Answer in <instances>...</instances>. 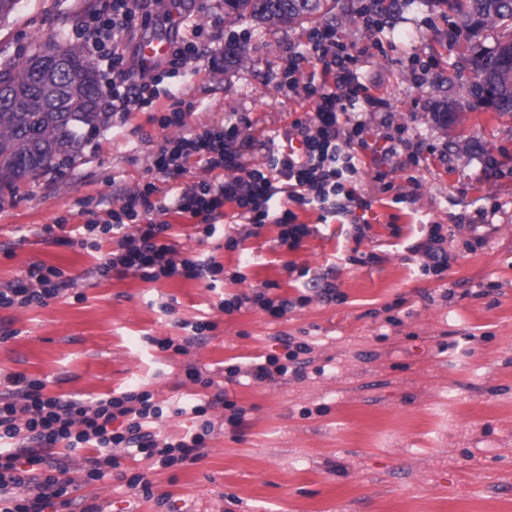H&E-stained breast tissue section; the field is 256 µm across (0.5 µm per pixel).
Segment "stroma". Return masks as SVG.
<instances>
[{"label":"stroma","instance_id":"stroma-1","mask_svg":"<svg viewBox=\"0 0 512 512\" xmlns=\"http://www.w3.org/2000/svg\"><path fill=\"white\" fill-rule=\"evenodd\" d=\"M97 0H19L0 22V61L31 43L73 42ZM370 0H339L315 24L334 26L358 58L363 83L386 95L388 112H355L369 138H405L384 163L392 191L365 163L355 191L372 204L370 227L324 224L295 206L316 231L296 249L280 229L231 223L225 206L211 239L192 218L166 217L187 257L221 263L219 286L181 276L145 282L93 270L112 248L79 243L78 228L104 219L101 199L149 181L158 145L173 129L153 112L111 118L69 167L0 191V289L34 263L59 269L75 285L44 306L0 308V394L10 376L44 382L47 392L91 398L134 385L155 400L195 392L223 394L245 411L239 428L212 412L216 429L201 456L169 468L120 455L111 477L89 482L84 452L68 477L73 512H512V116L468 108L473 49L444 0H395L379 36L359 18ZM211 26L208 54L167 80L194 103L190 130L241 119L240 132L279 140L312 105L282 86L288 53L304 49L306 27L259 24L225 13L222 0H186ZM432 59L414 80L413 57ZM455 107L445 125L439 112ZM464 227H457L458 218ZM53 233H45V225ZM439 224L448 266L424 271L412 254ZM239 241L226 248L228 237ZM244 279L232 282L234 273ZM291 301L272 318L253 304L227 313L234 295ZM209 323L202 334L189 324ZM170 337L186 354L159 349ZM309 353L273 383L239 384L228 368L255 356H283L284 341ZM211 379L191 382L187 365ZM145 473L153 497L127 488Z\"/></svg>","mask_w":512,"mask_h":512}]
</instances>
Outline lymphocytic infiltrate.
Wrapping results in <instances>:
<instances>
[{
	"mask_svg": "<svg viewBox=\"0 0 512 512\" xmlns=\"http://www.w3.org/2000/svg\"><path fill=\"white\" fill-rule=\"evenodd\" d=\"M162 0H103L88 12L77 30L94 57L101 92L112 114L128 116L151 109L162 78L180 77L188 65L199 60L211 36L207 28L190 21V37L176 41L163 75L137 72L128 53V40L149 19L158 17ZM307 51H293L281 72L283 83L301 88L314 110L308 119L294 120L280 142L268 154L264 168L250 167V153L259 145L256 137L242 136L232 118L201 133L186 131L192 104L174 99L162 115V127L177 128V136L165 138L152 161L151 171L164 179L176 178L190 165L212 172L213 177L190 190L158 192L154 183L121 193L116 206L107 209L104 222L83 224L85 235L113 242L95 269L98 276L133 274L146 282L181 276L203 279L221 272L214 257L180 256L167 237L170 224L164 215L186 214L197 219L198 232L212 238L215 221L226 204H233L236 223L280 228V244L294 249L311 234L310 225L284 208V200L319 210L321 220L353 216V230L364 237L369 226L364 213L371 203L352 190L363 170L360 158L370 144L363 123L351 121L353 112H388L387 97L371 92L357 72L356 57L328 25L311 28ZM316 55L319 77L299 83L298 76ZM228 171V178H215V171ZM73 285L52 266L35 264L10 287L0 289V307L44 306ZM308 344L287 352L286 362L275 357H255L245 366L229 368L230 377L240 375L264 383L287 376L288 361L307 352ZM13 392L0 397V512H63L70 507V470L73 452L88 450L86 477L101 481L118 467L116 449L129 457H141L164 467L196 460L206 440L215 431L207 414L228 410V423L240 427L244 409L225 400L223 394L188 401L176 412L197 421L198 427L179 437H159L155 429L163 408L148 391L128 390L93 399L47 393L43 382L22 375L11 379Z\"/></svg>",
	"mask_w": 512,
	"mask_h": 512,
	"instance_id": "obj_1",
	"label": "lymphocytic infiltrate"
}]
</instances>
